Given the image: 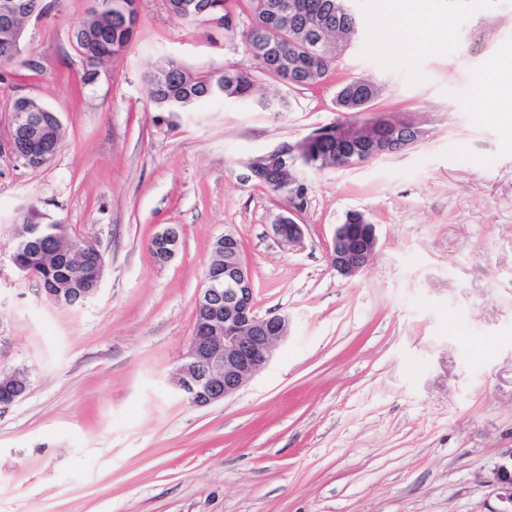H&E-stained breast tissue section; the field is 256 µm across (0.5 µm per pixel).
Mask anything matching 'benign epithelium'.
<instances>
[{
    "mask_svg": "<svg viewBox=\"0 0 512 512\" xmlns=\"http://www.w3.org/2000/svg\"><path fill=\"white\" fill-rule=\"evenodd\" d=\"M42 14L41 0H0V18L7 25L17 17L30 19ZM10 120L6 137L0 139V154L6 153L24 168L39 169L36 144L47 131L46 118L35 108H5ZM369 132L339 130L336 138L347 148L349 164L358 165L418 144L425 131L396 114H378L368 120ZM281 153V147L251 156L239 175L240 181L254 180V164ZM303 209L288 205L271 225L276 241L283 247L303 245L304 225L296 221ZM173 225L155 235V247L171 261L178 248ZM224 246V269L204 280L197 305L206 307L204 336H191L187 352L177 369L174 387L195 406H207L236 393L273 359L278 344L288 335L289 318L282 313L261 315L256 311L249 263L233 232L218 237ZM378 243L375 224H338L327 244L330 266L345 277L364 271L372 262ZM497 512H512V467L502 465L497 473Z\"/></svg>",
    "mask_w": 512,
    "mask_h": 512,
    "instance_id": "benign-epithelium-1",
    "label": "benign epithelium"
}]
</instances>
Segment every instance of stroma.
<instances>
[{"label": "stroma", "mask_w": 512, "mask_h": 512, "mask_svg": "<svg viewBox=\"0 0 512 512\" xmlns=\"http://www.w3.org/2000/svg\"><path fill=\"white\" fill-rule=\"evenodd\" d=\"M23 65L0 82L63 125L51 161L0 156V369L25 395L0 406V512H497L512 453V127L494 86L512 70V0H427L422 32L392 0H352L356 35L315 87L263 80L286 111L216 99L161 112L145 77L174 58L249 64L221 30L142 0L126 53L84 83L73 31L89 0H43ZM381 88L424 139L346 168L305 170L301 248L270 230L285 203L243 163L335 122L338 86ZM98 245L102 286L83 307L45 299L8 256L29 207ZM378 226L373 261L345 277L326 245L348 212ZM183 244L155 263L152 237ZM235 232L259 314L289 317L274 360L235 395L197 407L171 378L194 333L214 240Z\"/></svg>", "instance_id": "stroma-1"}]
</instances>
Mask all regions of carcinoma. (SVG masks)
<instances>
[{"label": "carcinoma", "mask_w": 512, "mask_h": 512, "mask_svg": "<svg viewBox=\"0 0 512 512\" xmlns=\"http://www.w3.org/2000/svg\"><path fill=\"white\" fill-rule=\"evenodd\" d=\"M120 9L92 13L74 31L83 41L85 52L99 63L122 56L136 34L140 0H119ZM248 21L227 29L241 43L244 51L256 48L263 60L255 67L228 64L206 73H197L176 59H165L146 75L148 96L161 112H185L205 101L223 97L251 100L259 88L257 74H262L288 88H307L319 84L336 66L342 50L357 28V20L346 0H290L295 5L293 26L278 27L271 6L281 0H246ZM212 14L240 17L229 0H196ZM0 20V63L18 62L22 48L16 30ZM379 95L378 85L369 80L352 79L336 92V106L341 112H365ZM48 131L39 154L51 159L62 138L61 121L47 120ZM302 146V159L294 166L280 161L258 168L254 183L278 193L285 202L309 203L302 188L300 167L321 170L334 167L345 156L343 144L334 136L314 141L300 138L283 141V146ZM30 210L16 226V258L30 266L46 288L79 294L94 288L103 275L99 262L101 250L88 242L83 245L85 259L71 253L72 235L65 224L48 225V236L32 248L21 243L32 216Z\"/></svg>", "instance_id": "obj_1"}]
</instances>
